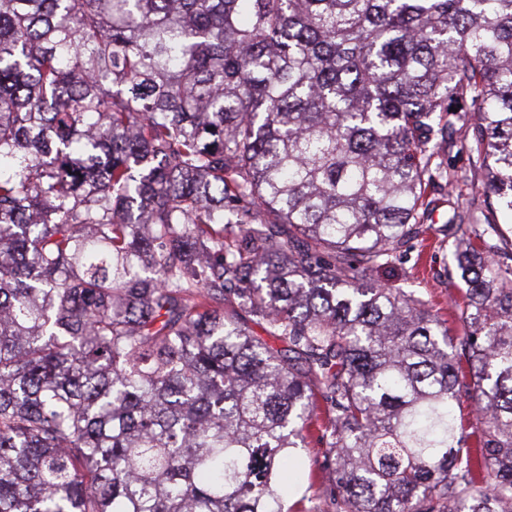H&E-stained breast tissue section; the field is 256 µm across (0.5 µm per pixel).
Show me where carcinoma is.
I'll list each match as a JSON object with an SVG mask.
<instances>
[{"label":"carcinoma","instance_id":"cac0c4a2","mask_svg":"<svg viewBox=\"0 0 512 512\" xmlns=\"http://www.w3.org/2000/svg\"><path fill=\"white\" fill-rule=\"evenodd\" d=\"M458 143L512 216V0H0V512H288L313 436L334 512H512L502 232L451 326L366 280Z\"/></svg>","mask_w":512,"mask_h":512}]
</instances>
